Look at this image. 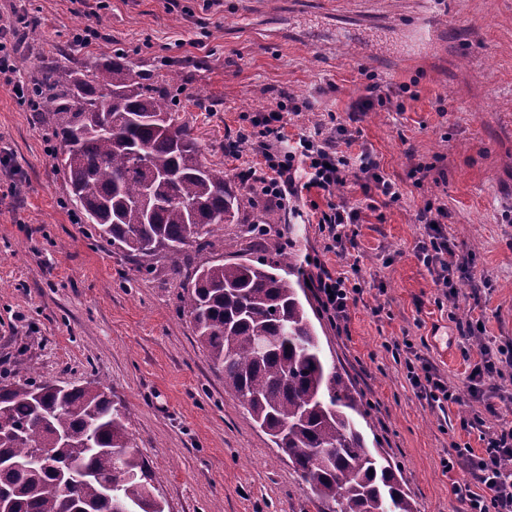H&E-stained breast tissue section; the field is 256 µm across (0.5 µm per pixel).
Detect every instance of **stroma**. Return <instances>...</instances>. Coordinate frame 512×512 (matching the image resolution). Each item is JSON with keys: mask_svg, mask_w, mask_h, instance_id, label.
Wrapping results in <instances>:
<instances>
[{"mask_svg": "<svg viewBox=\"0 0 512 512\" xmlns=\"http://www.w3.org/2000/svg\"><path fill=\"white\" fill-rule=\"evenodd\" d=\"M435 42L407 51L415 0H0L15 77L32 87L49 61L76 67L123 54L150 80L179 70L182 118L205 162L232 171L224 142L260 112L284 113L289 134L314 125L355 131L396 182L398 202L363 209L357 246L326 252L312 222L296 220L259 243L225 225L186 272L235 254L290 249L305 278L314 259L348 274L358 291L346 333L306 309L327 365L360 396L367 447L396 464L417 512H467L449 452L481 454L483 438L512 422V365L483 388L497 408L484 427L471 371L481 349L512 352V0H446ZM375 98L368 111L362 100ZM52 122L31 95L0 79V371L66 386L101 381L126 411L165 512H317L270 437L224 390V372L201 347L181 307L183 278L166 260L140 269L103 241L70 199L53 158ZM443 204L456 245L457 296L446 299L423 264L419 213ZM482 323L471 335L469 320ZM418 353L459 393L444 407L419 397L406 360Z\"/></svg>", "mask_w": 512, "mask_h": 512, "instance_id": "stroma-1", "label": "stroma"}]
</instances>
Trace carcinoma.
Instances as JSON below:
<instances>
[{
	"mask_svg": "<svg viewBox=\"0 0 512 512\" xmlns=\"http://www.w3.org/2000/svg\"><path fill=\"white\" fill-rule=\"evenodd\" d=\"M178 72L159 89L116 56L81 68H40L39 110L60 140L57 165L72 200L99 236L149 271L158 258L206 250L226 224L247 237L281 223H242L257 194L236 192L178 121ZM292 251L200 265L184 285L183 311L231 392L288 457L318 512H416L403 479L366 448L354 416L362 401L336 368L299 298ZM50 455L27 468L38 449ZM152 474L133 448L126 415L97 380L58 389L0 381V497L11 512H164Z\"/></svg>",
	"mask_w": 512,
	"mask_h": 512,
	"instance_id": "cac0c4a2",
	"label": "carcinoma"
}]
</instances>
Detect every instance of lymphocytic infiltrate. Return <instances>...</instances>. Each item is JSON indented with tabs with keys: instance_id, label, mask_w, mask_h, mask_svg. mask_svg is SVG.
Returning a JSON list of instances; mask_svg holds the SVG:
<instances>
[{
	"instance_id": "1",
	"label": "lymphocytic infiltrate",
	"mask_w": 512,
	"mask_h": 512,
	"mask_svg": "<svg viewBox=\"0 0 512 512\" xmlns=\"http://www.w3.org/2000/svg\"><path fill=\"white\" fill-rule=\"evenodd\" d=\"M250 153H242V146ZM226 153L237 162V175L245 184L258 187L266 201L277 207L289 208L293 200L305 194H316L326 201L317 222L325 235V251L346 253L355 244L353 226L361 216L359 205L334 201L336 187L348 174L362 181L366 200L382 198L399 201L401 193L394 182L380 171L378 162L368 151L344 153L338 151L332 138L322 129L288 136L281 113L270 112L253 121L251 127L238 129L229 140ZM447 211L443 206L427 205L419 215L420 223L428 228L426 238L418 245L423 263L436 267L437 281L453 288L454 250L439 225ZM317 272L311 285L315 288L323 314L335 325L349 319L354 291L345 277L332 273L324 262H317ZM482 454L470 449H458L456 457L445 462L454 470L457 458H464L470 474L468 481L458 484L457 493L467 500L469 512H512V423L500 425L484 439Z\"/></svg>"
}]
</instances>
